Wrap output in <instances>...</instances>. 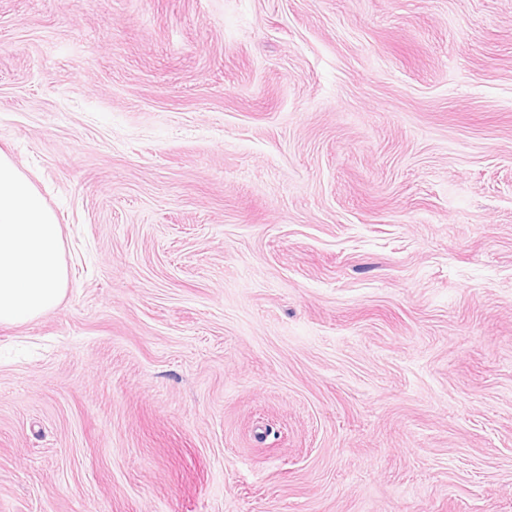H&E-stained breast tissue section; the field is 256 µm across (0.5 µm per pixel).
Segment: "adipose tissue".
<instances>
[{"mask_svg": "<svg viewBox=\"0 0 512 512\" xmlns=\"http://www.w3.org/2000/svg\"><path fill=\"white\" fill-rule=\"evenodd\" d=\"M68 282L56 215L0 150V325L21 324L54 310Z\"/></svg>", "mask_w": 512, "mask_h": 512, "instance_id": "1", "label": "adipose tissue"}]
</instances>
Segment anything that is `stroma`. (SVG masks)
I'll return each mask as SVG.
<instances>
[{
	"mask_svg": "<svg viewBox=\"0 0 512 512\" xmlns=\"http://www.w3.org/2000/svg\"><path fill=\"white\" fill-rule=\"evenodd\" d=\"M0 149V512H512V0H0ZM68 282L56 215L0 150V325L25 323L54 310Z\"/></svg>",
	"mask_w": 512,
	"mask_h": 512,
	"instance_id": "1",
	"label": "stroma"
}]
</instances>
